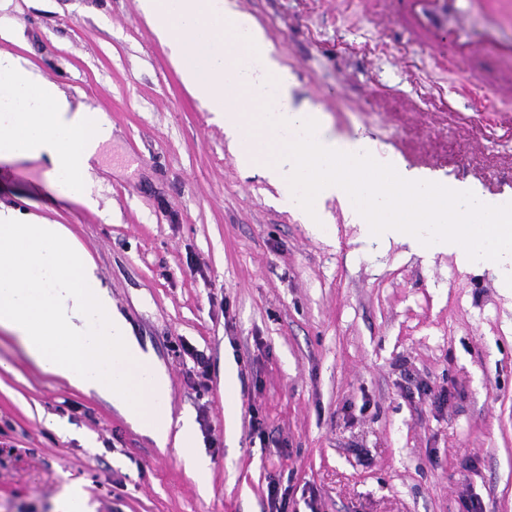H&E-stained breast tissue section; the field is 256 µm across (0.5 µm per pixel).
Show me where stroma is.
I'll return each instance as SVG.
<instances>
[{
    "instance_id": "35a3bbf8",
    "label": "stroma",
    "mask_w": 512,
    "mask_h": 512,
    "mask_svg": "<svg viewBox=\"0 0 512 512\" xmlns=\"http://www.w3.org/2000/svg\"><path fill=\"white\" fill-rule=\"evenodd\" d=\"M234 2L329 132L512 196V93L491 98L475 80L512 84V24L490 0H448L435 16L462 59L410 41L397 0ZM9 11L24 23L19 54L112 121L95 171L111 221L74 204L61 221L164 370L172 417L192 415L207 471L0 331V512H55L72 483L92 512H264L271 480L287 512H512V288L492 265L366 239L335 201L332 237L313 234L240 170L138 0H11ZM184 340L206 356L199 395ZM253 408L267 443L250 435Z\"/></svg>"
}]
</instances>
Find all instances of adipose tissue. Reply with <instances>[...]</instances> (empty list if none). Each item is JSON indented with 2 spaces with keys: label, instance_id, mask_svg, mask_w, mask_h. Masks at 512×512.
Listing matches in <instances>:
<instances>
[{
  "label": "adipose tissue",
  "instance_id": "adipose-tissue-1",
  "mask_svg": "<svg viewBox=\"0 0 512 512\" xmlns=\"http://www.w3.org/2000/svg\"><path fill=\"white\" fill-rule=\"evenodd\" d=\"M112 121L74 103L40 69L0 50V171L42 165L49 196L108 217L92 175ZM59 212H24L0 201V330L19 336L44 372L97 391L158 447L192 446L189 414L172 418L169 383L112 307L96 265Z\"/></svg>",
  "mask_w": 512,
  "mask_h": 512
}]
</instances>
